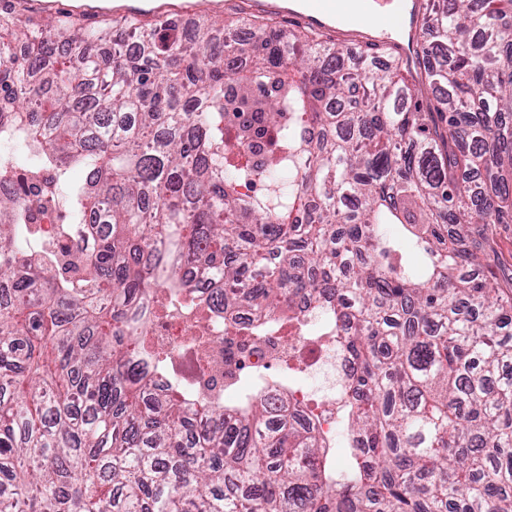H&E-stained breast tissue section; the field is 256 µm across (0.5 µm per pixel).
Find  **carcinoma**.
I'll use <instances>...</instances> for the list:
<instances>
[{
    "label": "carcinoma",
    "mask_w": 512,
    "mask_h": 512,
    "mask_svg": "<svg viewBox=\"0 0 512 512\" xmlns=\"http://www.w3.org/2000/svg\"><path fill=\"white\" fill-rule=\"evenodd\" d=\"M77 21L0 16V124L53 172L67 230L102 225L64 267L0 195V512H512V275L491 228L512 224V0L434 10L425 106L323 34L258 23L226 45L130 16L128 53ZM246 110L278 155L239 168L224 121ZM185 264L223 281L207 305L228 328L238 303L324 310L356 364L345 444L285 391L156 392L169 356L126 311L186 291Z\"/></svg>",
    "instance_id": "obj_1"
}]
</instances>
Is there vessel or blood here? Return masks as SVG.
<instances>
[{"label":"vessel or blood","instance_id":"b4317fda","mask_svg":"<svg viewBox=\"0 0 512 512\" xmlns=\"http://www.w3.org/2000/svg\"><path fill=\"white\" fill-rule=\"evenodd\" d=\"M240 12L274 14L289 23L318 29L354 53L395 57L400 67L424 73L422 22L428 0H227Z\"/></svg>","mask_w":512,"mask_h":512}]
</instances>
